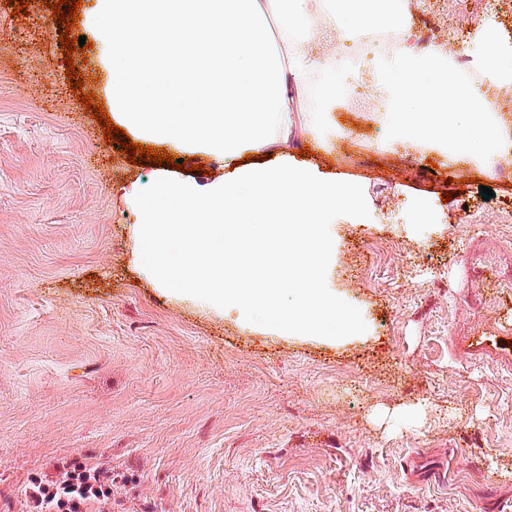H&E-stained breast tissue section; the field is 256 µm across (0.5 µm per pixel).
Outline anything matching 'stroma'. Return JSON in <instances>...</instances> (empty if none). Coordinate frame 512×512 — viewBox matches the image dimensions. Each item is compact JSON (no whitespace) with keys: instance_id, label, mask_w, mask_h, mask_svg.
I'll return each mask as SVG.
<instances>
[{"instance_id":"35a3bbf8","label":"stroma","mask_w":512,"mask_h":512,"mask_svg":"<svg viewBox=\"0 0 512 512\" xmlns=\"http://www.w3.org/2000/svg\"><path fill=\"white\" fill-rule=\"evenodd\" d=\"M410 23L468 59L512 40V0ZM60 29L0 0V512L61 459L111 469L112 512H512V175L385 143L344 96L267 160L358 186L322 283L361 331L221 314L136 262L119 188L158 166L106 142L77 97L108 103L99 51L69 54L71 86Z\"/></svg>"}]
</instances>
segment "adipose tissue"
<instances>
[{
  "label": "adipose tissue",
  "mask_w": 512,
  "mask_h": 512,
  "mask_svg": "<svg viewBox=\"0 0 512 512\" xmlns=\"http://www.w3.org/2000/svg\"><path fill=\"white\" fill-rule=\"evenodd\" d=\"M406 16L405 0H95L90 21L101 34L113 122L133 137L205 154L223 170L198 183L162 168L150 184L124 187L138 215L137 261L157 287L295 336L359 332L358 317L318 273L325 217L357 204L356 188L285 158L272 166L245 159L287 141L297 115L316 122L353 85L360 61L312 52L305 33L316 17L331 37L341 18L358 34L402 18L398 50L376 60L390 88L376 107L388 141L454 159L503 155L500 115L458 83L447 55L414 45ZM306 72L324 83L304 114L288 79Z\"/></svg>",
  "instance_id": "ef3b65f1"
}]
</instances>
